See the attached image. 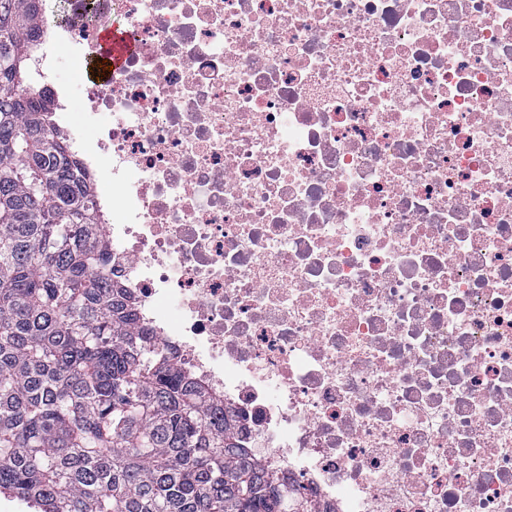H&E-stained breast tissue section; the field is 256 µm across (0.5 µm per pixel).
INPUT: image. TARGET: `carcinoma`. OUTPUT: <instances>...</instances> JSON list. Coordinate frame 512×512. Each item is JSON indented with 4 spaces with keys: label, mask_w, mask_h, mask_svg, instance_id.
Masks as SVG:
<instances>
[{
    "label": "carcinoma",
    "mask_w": 512,
    "mask_h": 512,
    "mask_svg": "<svg viewBox=\"0 0 512 512\" xmlns=\"http://www.w3.org/2000/svg\"><path fill=\"white\" fill-rule=\"evenodd\" d=\"M0 0V493L39 512H314L105 277L109 242Z\"/></svg>",
    "instance_id": "carcinoma-1"
}]
</instances>
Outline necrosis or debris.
<instances>
[{
	"mask_svg": "<svg viewBox=\"0 0 512 512\" xmlns=\"http://www.w3.org/2000/svg\"><path fill=\"white\" fill-rule=\"evenodd\" d=\"M66 4L106 274L247 447L318 512H512V0ZM97 46L96 53L87 61L86 66L93 80L105 84L121 69L127 56L134 52L135 46L125 31L118 29L115 25L99 28ZM86 66L83 65L80 77H76L65 53L60 54L56 59L57 84L74 99L81 98L84 82L91 80L85 69ZM110 66H113V69H110Z\"/></svg>",
	"mask_w": 512,
	"mask_h": 512,
	"instance_id": "1",
	"label": "necrosis or debris"
}]
</instances>
